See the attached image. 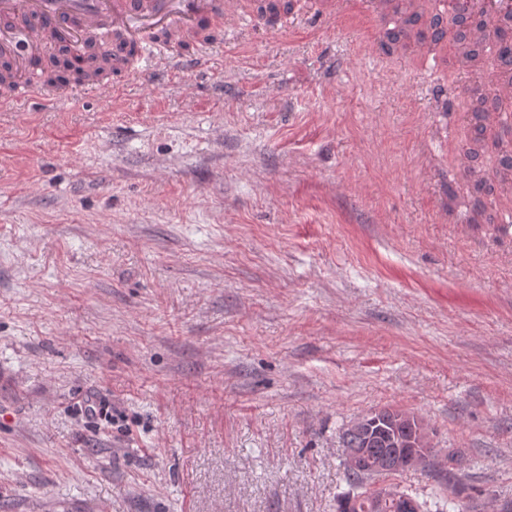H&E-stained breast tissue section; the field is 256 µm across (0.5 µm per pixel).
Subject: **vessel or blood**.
<instances>
[{"instance_id": "vessel-or-blood-1", "label": "vessel or blood", "mask_w": 512, "mask_h": 512, "mask_svg": "<svg viewBox=\"0 0 512 512\" xmlns=\"http://www.w3.org/2000/svg\"><path fill=\"white\" fill-rule=\"evenodd\" d=\"M427 7L437 15L475 10L492 18L512 11V0H427ZM20 13L27 16L29 26L19 34L0 31V56L10 59L16 71L14 100L35 106L46 102L36 78V63L50 45V33H58L70 43L97 36L108 47L113 31L118 30L127 41L146 45L158 29L168 30L171 40H179L201 17L213 13L230 24L245 19L255 25L261 21L259 15H245L239 0H224L219 7L214 0H0V19L7 21ZM498 84L504 107L491 121L496 132L512 123L507 111L512 103V81L502 77Z\"/></svg>"}]
</instances>
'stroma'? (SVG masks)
Returning a JSON list of instances; mask_svg holds the SVG:
<instances>
[{"instance_id":"stroma-1","label":"stroma","mask_w":512,"mask_h":512,"mask_svg":"<svg viewBox=\"0 0 512 512\" xmlns=\"http://www.w3.org/2000/svg\"><path fill=\"white\" fill-rule=\"evenodd\" d=\"M335 3L0 114V512H336L383 407L460 464L377 485L512 502V185L457 176L496 78Z\"/></svg>"}]
</instances>
